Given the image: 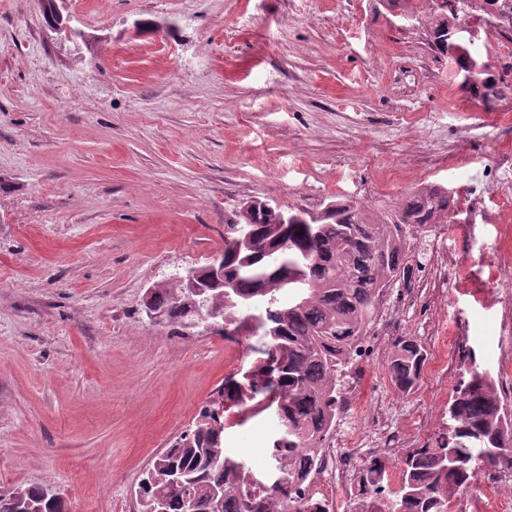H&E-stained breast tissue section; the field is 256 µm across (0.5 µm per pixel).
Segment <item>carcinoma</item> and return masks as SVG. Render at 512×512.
Returning <instances> with one entry per match:
<instances>
[{
  "label": "carcinoma",
  "mask_w": 512,
  "mask_h": 512,
  "mask_svg": "<svg viewBox=\"0 0 512 512\" xmlns=\"http://www.w3.org/2000/svg\"><path fill=\"white\" fill-rule=\"evenodd\" d=\"M427 26L431 50L467 72L481 66L478 81L462 88L471 99L492 109L512 99V62L502 73L450 36L460 17L435 0ZM469 10L500 24L512 35V0H466ZM262 201L244 203L224 225V287L238 293L228 300L222 290L196 295L178 278L153 289L152 298L167 311L168 326H178L187 313L239 315L240 308L262 295L260 326L265 358L249 368L250 376H231L201 407L195 421L149 464L136 493L139 512H313L302 492L314 483L316 450L322 447L337 406L338 382L354 356V345L377 316L379 292L405 276L411 249L405 229L411 224H438L452 209V195L441 185L417 189L387 219L376 220L347 199L327 202L330 213L307 224L308 211L294 213L296 222L278 224ZM246 224L249 237L236 241L233 228ZM298 273V287L287 280ZM427 353L412 336L393 346L388 371L396 389L410 394L417 386ZM262 395L276 405L282 426L271 454L284 484L256 493L242 463L224 450V414L218 405H243ZM401 485L388 482L390 464L371 459L360 475L366 512H448L474 472L512 469V413L498 395L488 373L473 370L448 402V431L399 461ZM59 497L39 486L18 485L0 500V512H64Z\"/></svg>",
  "instance_id": "carcinoma-1"
}]
</instances>
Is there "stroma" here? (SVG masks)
Returning a JSON list of instances; mask_svg holds the SVG:
<instances>
[{"label": "stroma", "instance_id": "1", "mask_svg": "<svg viewBox=\"0 0 512 512\" xmlns=\"http://www.w3.org/2000/svg\"><path fill=\"white\" fill-rule=\"evenodd\" d=\"M432 0H68L77 40L49 31L37 0H0V487L38 485L66 512H134L144 468L225 377L248 369L260 333L152 325L147 289L224 248L250 199L322 209L346 196L373 215L441 184L462 205L441 241L456 265L448 301L407 303L402 334L454 323L448 354L486 371L512 407L508 271L485 267L512 226V100L486 111L431 51ZM473 49L492 69L512 44L478 15ZM481 197L480 212L464 207ZM392 395L404 432L444 410L430 369ZM224 446L254 479L280 475L274 410L227 413Z\"/></svg>", "mask_w": 512, "mask_h": 512}]
</instances>
